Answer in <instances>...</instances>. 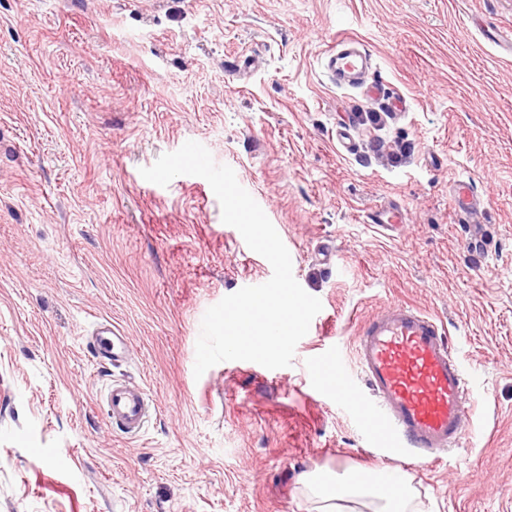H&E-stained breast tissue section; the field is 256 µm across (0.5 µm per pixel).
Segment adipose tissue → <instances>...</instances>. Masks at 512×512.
I'll return each instance as SVG.
<instances>
[{
  "instance_id": "ef3b65f1",
  "label": "adipose tissue",
  "mask_w": 512,
  "mask_h": 512,
  "mask_svg": "<svg viewBox=\"0 0 512 512\" xmlns=\"http://www.w3.org/2000/svg\"><path fill=\"white\" fill-rule=\"evenodd\" d=\"M301 481L318 500V512H409L412 500L407 477L398 468H375L358 481L316 470Z\"/></svg>"
}]
</instances>
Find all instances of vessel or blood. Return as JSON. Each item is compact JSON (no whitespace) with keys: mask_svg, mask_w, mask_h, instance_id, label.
Segmentation results:
<instances>
[{"mask_svg":"<svg viewBox=\"0 0 512 512\" xmlns=\"http://www.w3.org/2000/svg\"><path fill=\"white\" fill-rule=\"evenodd\" d=\"M324 68L337 85L355 87L367 78L370 56L358 41L343 37L325 54ZM450 202L467 222H476L481 213V199L470 182L454 183ZM365 219L390 230L401 219V207L391 203L368 211ZM93 333L108 360L125 357L127 339L110 321L97 322ZM354 351L356 371H349L338 357L322 354L309 363L311 380L329 376L337 398L377 447L413 458L423 468L439 463L468 429L473 390L442 325L413 306L392 301L363 325ZM104 403L110 422L123 434L137 437L144 432L151 416L144 389L112 382Z\"/></svg>","mask_w":512,"mask_h":512,"instance_id":"obj_1","label":"vessel or blood"}]
</instances>
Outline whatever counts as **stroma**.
Segmentation results:
<instances>
[{
  "label": "stroma",
  "mask_w": 512,
  "mask_h": 512,
  "mask_svg": "<svg viewBox=\"0 0 512 512\" xmlns=\"http://www.w3.org/2000/svg\"><path fill=\"white\" fill-rule=\"evenodd\" d=\"M345 36L379 96L329 80ZM189 140L322 303L291 366L193 373L206 310L272 267L205 179L142 178ZM391 201L396 230L365 222ZM390 301L478 379L454 449L400 464L420 512H512V0H0V512H316L302 474L383 461L308 362L354 366ZM104 319L123 361L90 343ZM116 380L152 402L139 437L106 417ZM450 202L453 210L469 224L476 222L481 214V199L468 181L460 180L450 187Z\"/></svg>",
  "instance_id": "obj_1"
}]
</instances>
